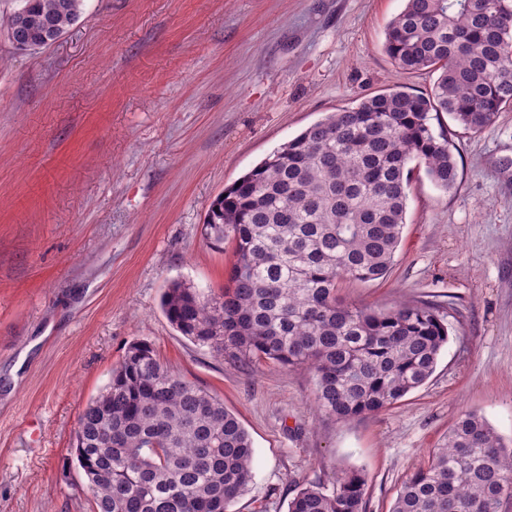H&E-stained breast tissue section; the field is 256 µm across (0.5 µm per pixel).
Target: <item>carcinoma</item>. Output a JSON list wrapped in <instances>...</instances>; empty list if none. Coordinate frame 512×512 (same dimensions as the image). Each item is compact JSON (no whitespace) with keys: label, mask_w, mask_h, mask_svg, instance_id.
Here are the masks:
<instances>
[{"label":"carcinoma","mask_w":512,"mask_h":512,"mask_svg":"<svg viewBox=\"0 0 512 512\" xmlns=\"http://www.w3.org/2000/svg\"><path fill=\"white\" fill-rule=\"evenodd\" d=\"M83 0H18L7 28L31 51L76 23ZM385 51L399 67L437 72L429 95L403 86L305 128L210 204L203 236L233 243L219 294L180 281L161 298L192 343L243 364L313 373L314 400L340 421L388 409L424 385L448 343L435 301L387 312L349 306L346 280L390 270L401 244L413 161L450 190L458 178L448 135L431 112L477 132L512 104V0H406ZM76 464L93 512H232L252 480L254 449L238 418L139 341L75 431ZM365 474L342 468L300 488L288 512H367ZM512 496V448L476 412L462 414L391 512H500Z\"/></svg>","instance_id":"cac0c4a2"}]
</instances>
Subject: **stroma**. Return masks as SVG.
<instances>
[{"instance_id":"35a3bbf8","label":"stroma","mask_w":512,"mask_h":512,"mask_svg":"<svg viewBox=\"0 0 512 512\" xmlns=\"http://www.w3.org/2000/svg\"><path fill=\"white\" fill-rule=\"evenodd\" d=\"M0 0V512H92L74 464L80 412L136 341L223 400L254 447L235 512H288L339 467L367 512L463 413L512 445V105L478 132L444 119L458 186L416 168L386 278L340 298L389 310L452 302L425 385L364 418L320 414L311 373L195 346L160 305L179 280L220 291L231 246L202 236L211 201L314 122L435 74L384 50L405 0H84L54 44L16 50Z\"/></svg>"}]
</instances>
